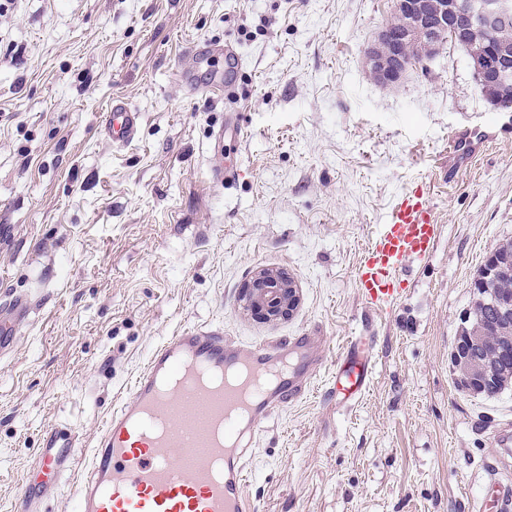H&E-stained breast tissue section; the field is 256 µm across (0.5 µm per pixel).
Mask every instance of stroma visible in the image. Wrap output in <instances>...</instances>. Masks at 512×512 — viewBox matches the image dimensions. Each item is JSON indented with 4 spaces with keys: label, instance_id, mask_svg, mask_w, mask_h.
<instances>
[{
    "label": "stroma",
    "instance_id": "stroma-1",
    "mask_svg": "<svg viewBox=\"0 0 512 512\" xmlns=\"http://www.w3.org/2000/svg\"><path fill=\"white\" fill-rule=\"evenodd\" d=\"M394 0H0V302L34 310L0 358V512L44 430L92 440L154 348L220 324L242 346L317 327L338 353L374 337L376 372L353 408L323 372L309 395L259 424L250 491L259 512H473L512 424V384L459 388L450 360L473 281L512 238V111L472 165L446 178L448 133L492 108L466 52L446 45L398 85L365 60ZM243 58L233 95L207 82ZM120 95L137 140L98 132ZM242 136L213 137L226 118ZM234 168L221 183L218 166ZM426 182L440 224L387 313L355 285L361 251L394 196ZM292 276L300 305L279 323L245 312L260 269Z\"/></svg>",
    "mask_w": 512,
    "mask_h": 512
}]
</instances>
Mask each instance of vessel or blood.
Segmentation results:
<instances>
[{"label":"vessel or blood","mask_w":512,"mask_h":512,"mask_svg":"<svg viewBox=\"0 0 512 512\" xmlns=\"http://www.w3.org/2000/svg\"><path fill=\"white\" fill-rule=\"evenodd\" d=\"M139 112L113 98L100 130L115 143L135 140ZM483 130L448 134V170L470 166L493 141ZM439 224L430 191L418 183L400 191L358 260L355 280L371 310L397 301L411 261L431 257ZM34 304L28 294L0 306V356ZM374 339L355 336L337 355L332 391L349 408L366 394L374 372ZM325 337L302 333L242 351L223 328L188 326L166 337L113 404L93 444L79 429H47L35 453L36 480L25 481L11 512H36L41 498L69 487L72 512H256L248 495L257 424L305 398L326 366ZM204 404L207 424L189 415ZM475 512H512V483L491 475Z\"/></svg>","instance_id":"1"}]
</instances>
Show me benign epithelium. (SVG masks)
I'll return each mask as SVG.
<instances>
[{"instance_id":"benign-epithelium-1","label":"benign epithelium","mask_w":512,"mask_h":512,"mask_svg":"<svg viewBox=\"0 0 512 512\" xmlns=\"http://www.w3.org/2000/svg\"><path fill=\"white\" fill-rule=\"evenodd\" d=\"M512 28V0H396L394 20L377 33L366 51L367 63L382 81L393 84L410 67L402 53L407 43H420L437 54L442 43H462L471 31L504 32ZM478 81L491 85L512 84V53L502 42L483 47L475 60ZM498 270L485 269L474 287L491 294L488 322L497 331L508 320L512 305L495 295ZM244 308L264 322H277L291 316L300 302L294 278L272 269L256 272L241 291ZM501 336H489L477 328L466 337L471 353L457 358L461 376L468 382L485 386L497 382V371L508 368L512 351L497 347L494 361L482 356L484 344H495Z\"/></svg>"}]
</instances>
